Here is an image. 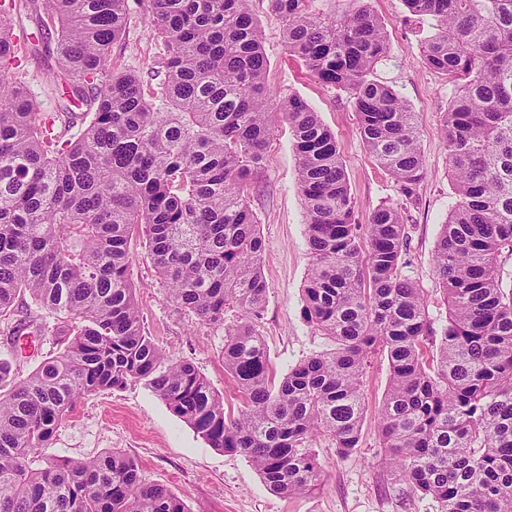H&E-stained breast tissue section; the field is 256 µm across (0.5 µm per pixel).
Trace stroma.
<instances>
[{
    "label": "stroma",
    "mask_w": 512,
    "mask_h": 512,
    "mask_svg": "<svg viewBox=\"0 0 512 512\" xmlns=\"http://www.w3.org/2000/svg\"><path fill=\"white\" fill-rule=\"evenodd\" d=\"M362 5L385 22L391 46L390 57L377 64L373 77L399 90L416 114L425 177L417 202L407 207L410 238L405 273L422 289L439 329L446 322L447 308L433 259L440 227L455 201L440 132L450 88L443 76L421 61L422 46L433 32L432 20L408 16L402 0H313L311 8L342 15ZM250 7L262 31L269 87L276 98L296 95L306 100L334 133L357 201L356 219L367 223L380 205L399 202L393 178L366 149L348 95L319 84L289 54L283 23L270 9L269 0H252ZM127 9L126 34L113 44L106 66L117 72H137L147 82L164 46L150 22L148 0H127ZM11 72L26 82L45 116H52L57 103L66 102L63 87L54 82L57 69L50 53H20ZM248 204L264 241L261 265L267 298L257 329L281 377L301 360L332 348L327 337L312 332L301 312L310 253L293 136L285 119L275 124L261 180L251 190ZM131 249V275L148 336L175 357L192 362L223 396L225 409L236 408L233 383L224 371L223 329L199 322L168 299L142 239H133ZM12 318L30 320L31 325L13 342L3 334L7 321L0 319V359L10 361L13 373L24 377L55 355L57 346L47 332L56 321L27 296L17 300ZM389 383L387 359L374 355L364 376L359 446L342 460L332 437H314L311 449L324 468V480L311 494L288 498L272 494L245 457L211 448L140 384L79 400L56 432L50 451L62 459L122 451L136 460L145 483L168 487L190 512H435L430 499L396 481L381 448L377 418Z\"/></svg>",
    "instance_id": "35a3bbf8"
}]
</instances>
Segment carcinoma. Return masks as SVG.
Returning a JSON list of instances; mask_svg holds the SVG:
<instances>
[{
	"label": "carcinoma",
	"mask_w": 512,
	"mask_h": 512,
	"mask_svg": "<svg viewBox=\"0 0 512 512\" xmlns=\"http://www.w3.org/2000/svg\"><path fill=\"white\" fill-rule=\"evenodd\" d=\"M309 0H270L288 51L320 83L349 95L363 142L413 203L424 172L415 112L371 78L390 53L368 8L314 15ZM435 22L421 60L451 87L441 130L455 202L434 253L448 323L436 331L404 273L399 204L355 221L335 135L298 96L273 99L250 0H150L164 78L105 70L125 31L127 0H42L73 104L93 107L79 133L65 105L42 135L25 82L6 69L27 44L0 19V317L29 294L63 320L60 346L26 377L0 362V512H190L137 462L48 453L77 400L142 384L212 448L248 458L281 497L315 490L310 441L341 459L359 446L368 358L388 361L379 436L398 480L436 512H512V0H402ZM281 115L291 127L311 266L303 315L332 350L275 382L255 319L267 284L263 240L247 203ZM145 239L168 298L224 324V371L237 414L198 368L144 332L131 240ZM436 353L427 354L426 346Z\"/></svg>",
	"instance_id": "cac0c4a2"
}]
</instances>
